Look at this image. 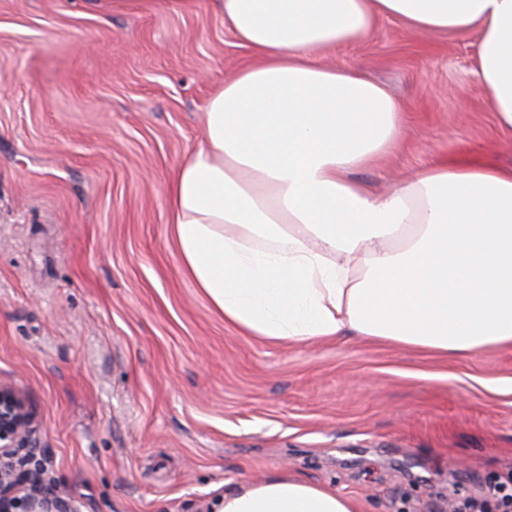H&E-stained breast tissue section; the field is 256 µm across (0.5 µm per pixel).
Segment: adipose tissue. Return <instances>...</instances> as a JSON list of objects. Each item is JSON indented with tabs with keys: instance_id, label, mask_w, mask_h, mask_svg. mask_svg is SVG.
Masks as SVG:
<instances>
[{
	"instance_id": "ef3b65f1",
	"label": "adipose tissue",
	"mask_w": 512,
	"mask_h": 512,
	"mask_svg": "<svg viewBox=\"0 0 512 512\" xmlns=\"http://www.w3.org/2000/svg\"><path fill=\"white\" fill-rule=\"evenodd\" d=\"M254 55L209 98L206 140L167 186L182 274L240 334L349 336L466 355L512 348V168L436 160L378 194L350 180L399 144L403 106L320 56L393 18L478 36L477 83L512 136V0H212ZM218 512H359L288 474Z\"/></svg>"
}]
</instances>
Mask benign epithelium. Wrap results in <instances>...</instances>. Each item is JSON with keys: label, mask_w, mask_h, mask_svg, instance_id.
Wrapping results in <instances>:
<instances>
[{"label": "benign epithelium", "mask_w": 512, "mask_h": 512, "mask_svg": "<svg viewBox=\"0 0 512 512\" xmlns=\"http://www.w3.org/2000/svg\"><path fill=\"white\" fill-rule=\"evenodd\" d=\"M39 427L26 397L0 384V512H75L46 481Z\"/></svg>", "instance_id": "benign-epithelium-1"}]
</instances>
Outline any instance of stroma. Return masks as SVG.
<instances>
[{
  "label": "stroma",
  "mask_w": 512,
  "mask_h": 512,
  "mask_svg": "<svg viewBox=\"0 0 512 512\" xmlns=\"http://www.w3.org/2000/svg\"><path fill=\"white\" fill-rule=\"evenodd\" d=\"M476 55L475 33L394 19L323 54L408 114L352 179L382 193L458 152L511 167ZM250 60L210 0H0V382L36 413L48 483L81 512H200L280 472L360 512L512 491V349L246 337L181 273L167 180Z\"/></svg>",
  "instance_id": "obj_1"
}]
</instances>
